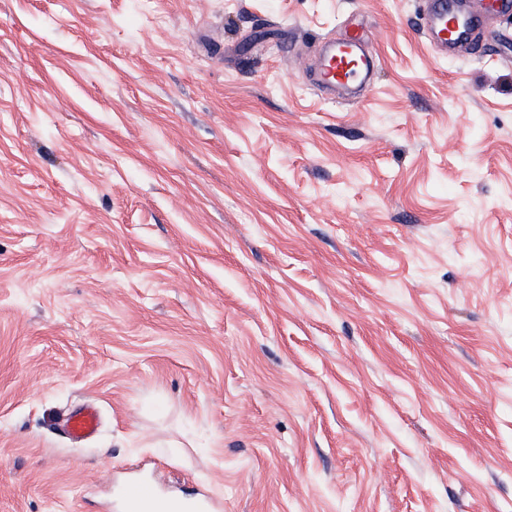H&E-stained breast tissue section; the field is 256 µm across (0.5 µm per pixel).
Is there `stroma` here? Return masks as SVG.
I'll return each instance as SVG.
<instances>
[{"instance_id":"obj_1","label":"stroma","mask_w":512,"mask_h":512,"mask_svg":"<svg viewBox=\"0 0 512 512\" xmlns=\"http://www.w3.org/2000/svg\"><path fill=\"white\" fill-rule=\"evenodd\" d=\"M426 3L0 0V512H512V17ZM422 30L442 54L473 41L488 13L484 0H428ZM362 38L358 30H351L337 41L333 51L324 59L315 80L325 88L349 87L370 81L376 59L361 49ZM99 425V415L95 408L86 406L74 412L68 419L67 430L70 436L82 438L93 434ZM124 503L126 512H204L207 505L201 500L190 498L187 501L163 498L157 494L149 481H137L125 488Z\"/></svg>"}]
</instances>
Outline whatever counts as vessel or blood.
Returning a JSON list of instances; mask_svg holds the SVG:
<instances>
[{"instance_id": "1", "label": "vessel or blood", "mask_w": 512, "mask_h": 512, "mask_svg": "<svg viewBox=\"0 0 512 512\" xmlns=\"http://www.w3.org/2000/svg\"><path fill=\"white\" fill-rule=\"evenodd\" d=\"M487 14L484 0H428L422 30L440 53L473 41ZM362 38L349 31L337 41L324 59L315 80L325 88L349 87L370 81L375 60L361 49ZM99 425L95 408L86 406L68 419L70 436L82 438L93 434ZM126 512H206L207 505L191 498L179 500L158 495L155 486L142 480L128 485L124 491Z\"/></svg>"}]
</instances>
